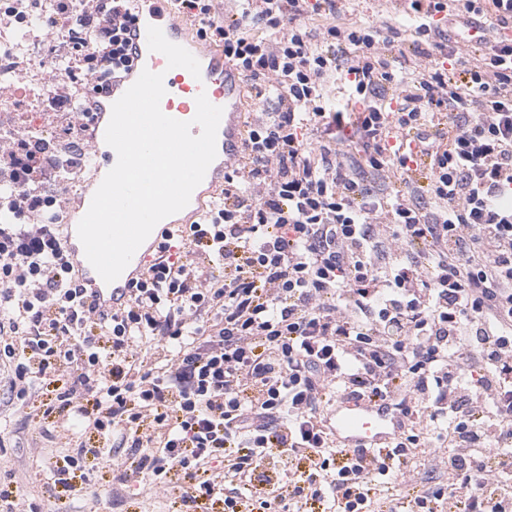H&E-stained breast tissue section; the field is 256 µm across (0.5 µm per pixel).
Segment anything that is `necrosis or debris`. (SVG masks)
<instances>
[{"instance_id": "1", "label": "necrosis or debris", "mask_w": 512, "mask_h": 512, "mask_svg": "<svg viewBox=\"0 0 512 512\" xmlns=\"http://www.w3.org/2000/svg\"><path fill=\"white\" fill-rule=\"evenodd\" d=\"M12 0L14 11L8 24L0 26V134L25 130L34 142L83 145L90 134L68 105L54 95L44 63L69 59L75 54L68 34L70 21L56 12L55 0ZM90 170L83 154H73L57 177L43 183L44 195L64 194L68 201L80 199Z\"/></svg>"}]
</instances>
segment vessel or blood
<instances>
[{
  "label": "vessel or blood",
  "instance_id": "1",
  "mask_svg": "<svg viewBox=\"0 0 512 512\" xmlns=\"http://www.w3.org/2000/svg\"><path fill=\"white\" fill-rule=\"evenodd\" d=\"M136 10L140 22L131 30L135 50L134 65L126 76L113 81L109 94L103 95L102 117L110 119L113 100L119 99L146 69L164 75L166 93L160 107L169 117L181 121L191 120L196 113V97L201 93L206 94L212 104L223 109L217 133V156L204 177L206 184L217 185L224 180L225 161L233 159L241 147L239 76L225 63L222 54L193 43L188 44L187 49L200 63V77H193L183 68H168L163 54L149 51L147 28L151 25L160 27L167 39L177 44L181 41L180 22L174 18L167 0H136ZM178 229L176 222H159L148 239L135 252L120 277L110 284L104 283L89 264L78 236L68 235L66 247L79 269L80 281L84 288L102 308L115 310L125 302L132 282L142 277L158 247ZM374 414V409L359 404H343L336 410L337 437L356 448L376 447L389 443L392 438L390 430L374 422Z\"/></svg>",
  "mask_w": 512,
  "mask_h": 512
}]
</instances>
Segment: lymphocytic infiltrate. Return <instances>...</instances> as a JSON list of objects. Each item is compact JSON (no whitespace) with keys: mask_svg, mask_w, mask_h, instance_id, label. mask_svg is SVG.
Returning a JSON list of instances; mask_svg holds the SVG:
<instances>
[{"mask_svg":"<svg viewBox=\"0 0 512 512\" xmlns=\"http://www.w3.org/2000/svg\"><path fill=\"white\" fill-rule=\"evenodd\" d=\"M133 2L90 9L87 120L132 64ZM174 9L251 108L223 187L120 311L86 301L51 200L26 183L53 179L52 154L0 143V382L59 440L47 474L94 499L103 459L108 498L188 512H512V0H400L405 26L338 0ZM346 398L398 414L393 441H337ZM274 458L287 481L268 477Z\"/></svg>","mask_w":512,"mask_h":512,"instance_id":"obj_1","label":"lymphocytic infiltrate"}]
</instances>
